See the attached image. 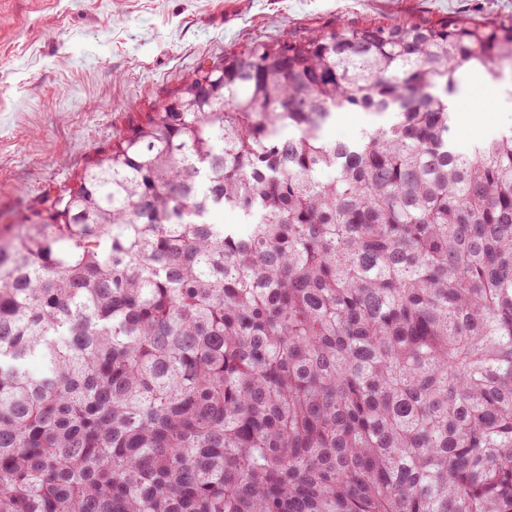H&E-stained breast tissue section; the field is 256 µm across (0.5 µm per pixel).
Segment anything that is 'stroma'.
I'll return each mask as SVG.
<instances>
[{"instance_id": "obj_1", "label": "stroma", "mask_w": 512, "mask_h": 512, "mask_svg": "<svg viewBox=\"0 0 512 512\" xmlns=\"http://www.w3.org/2000/svg\"><path fill=\"white\" fill-rule=\"evenodd\" d=\"M488 14H512V0H0V238L167 103L201 61L341 20ZM484 85L468 74L454 112ZM482 100L485 137L512 128V99L492 90Z\"/></svg>"}]
</instances>
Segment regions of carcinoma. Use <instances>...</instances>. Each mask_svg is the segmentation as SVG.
<instances>
[{
  "mask_svg": "<svg viewBox=\"0 0 512 512\" xmlns=\"http://www.w3.org/2000/svg\"><path fill=\"white\" fill-rule=\"evenodd\" d=\"M504 64L512 16L250 42L45 195L0 243V512H512V130L449 125ZM352 111L395 120L325 140ZM480 88H489L485 83L484 77L477 72L468 74L462 83L461 91L451 98V106L454 112H466L477 97Z\"/></svg>",
  "mask_w": 512,
  "mask_h": 512,
  "instance_id": "obj_1",
  "label": "carcinoma"
}]
</instances>
